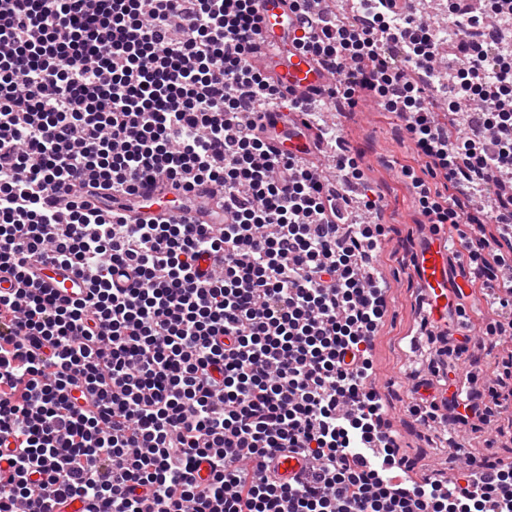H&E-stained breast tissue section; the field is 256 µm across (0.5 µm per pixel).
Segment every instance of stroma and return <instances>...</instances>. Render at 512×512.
<instances>
[{
    "mask_svg": "<svg viewBox=\"0 0 512 512\" xmlns=\"http://www.w3.org/2000/svg\"><path fill=\"white\" fill-rule=\"evenodd\" d=\"M333 120L346 148L361 155L367 182L381 198L380 210L371 213L352 202L347 210L349 221L369 217L388 229L374 264L387 277L389 288L387 316L374 341L372 374L396 427L398 446L414 474L421 477L431 469L458 468V457L441 449V429L413 424L412 380L407 374L412 356L409 340L418 333L424 316L413 274L414 252L424 234L443 235L449 227L425 223L418 210L412 181L425 177V161L407 140L400 117L368 100L355 109L335 112Z\"/></svg>",
    "mask_w": 512,
    "mask_h": 512,
    "instance_id": "35a3bbf8",
    "label": "stroma"
}]
</instances>
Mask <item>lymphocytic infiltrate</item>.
I'll list each match as a JSON object with an SVG mask.
<instances>
[{
  "label": "lymphocytic infiltrate",
  "mask_w": 512,
  "mask_h": 512,
  "mask_svg": "<svg viewBox=\"0 0 512 512\" xmlns=\"http://www.w3.org/2000/svg\"><path fill=\"white\" fill-rule=\"evenodd\" d=\"M331 83L318 102L370 97L406 115L431 175L498 191L460 235L474 279L496 290L479 341L436 336L430 389L412 414L463 442L462 481L403 476L369 385L384 317L367 252L380 224H350L324 174L326 128L307 157L284 153L302 107L254 66L257 0H0V512H512V462L489 431L512 405V45L486 37L512 0H448L456 63L446 110L474 105L487 141L440 121V43L397 0H349L320 16L288 0ZM220 224L124 217L149 188L180 210L210 185ZM422 215L459 229V204L414 182ZM89 273L85 297L36 288L39 266ZM490 370L480 390L462 366ZM301 474H268L280 453Z\"/></svg>",
  "instance_id": "obj_1"
}]
</instances>
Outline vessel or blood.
<instances>
[{"label":"vessel or blood","instance_id":"b4317fda","mask_svg":"<svg viewBox=\"0 0 512 512\" xmlns=\"http://www.w3.org/2000/svg\"><path fill=\"white\" fill-rule=\"evenodd\" d=\"M258 5L259 26L266 38L263 53L258 59L259 67L270 70L281 89L291 98L322 87L325 72L313 56L296 51L287 60L279 58L282 44L288 38L286 0H258ZM450 250V238L430 234L422 239L413 257L416 282L422 292L426 313L432 318L456 313L458 295L467 287L466 282L449 277ZM35 283L47 290H65L73 298L86 294L89 288L85 274L60 266L39 271Z\"/></svg>","mask_w":512,"mask_h":512}]
</instances>
